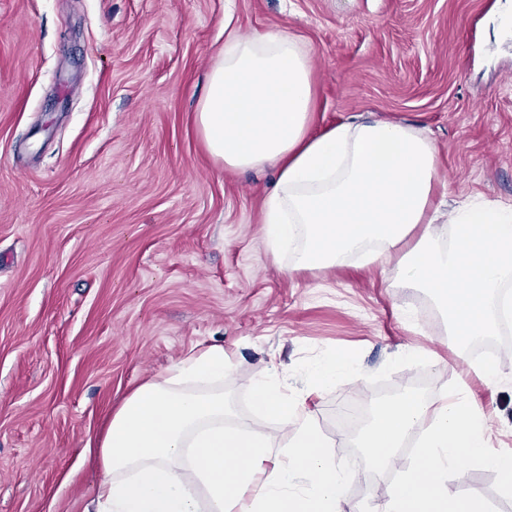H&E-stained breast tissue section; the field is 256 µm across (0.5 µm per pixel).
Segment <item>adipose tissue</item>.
Instances as JSON below:
<instances>
[{
  "label": "adipose tissue",
  "instance_id": "obj_1",
  "mask_svg": "<svg viewBox=\"0 0 512 512\" xmlns=\"http://www.w3.org/2000/svg\"><path fill=\"white\" fill-rule=\"evenodd\" d=\"M312 64L285 29L230 33L195 115L209 155L232 169L273 167L262 210L273 261L327 269L373 253L387 280L425 288L443 308L459 356L512 319V207L437 199L438 148L388 120L310 134ZM353 366L334 353L307 366L305 387L335 386ZM223 347L192 352L139 385L112 411L86 454L101 470L96 512H336L348 476L329 440L276 375L256 381L255 414L273 438L231 426Z\"/></svg>",
  "mask_w": 512,
  "mask_h": 512
}]
</instances>
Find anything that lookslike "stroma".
<instances>
[{
    "label": "stroma",
    "instance_id": "stroma-1",
    "mask_svg": "<svg viewBox=\"0 0 512 512\" xmlns=\"http://www.w3.org/2000/svg\"><path fill=\"white\" fill-rule=\"evenodd\" d=\"M512 0H0V512H92L88 438L190 349L223 346L240 420L257 372L303 392L335 352L356 383L306 406L340 467L336 412L376 388L464 384L489 446L512 449V347L496 383L467 372L429 293L377 261L273 262L271 169L234 170L194 129L224 28L281 27L313 64L312 134L350 120L414 125L438 146L448 202L512 204ZM413 349L436 356L428 374ZM472 469L449 493L512 501ZM390 476L353 473L338 512H374Z\"/></svg>",
    "mask_w": 512,
    "mask_h": 512
}]
</instances>
